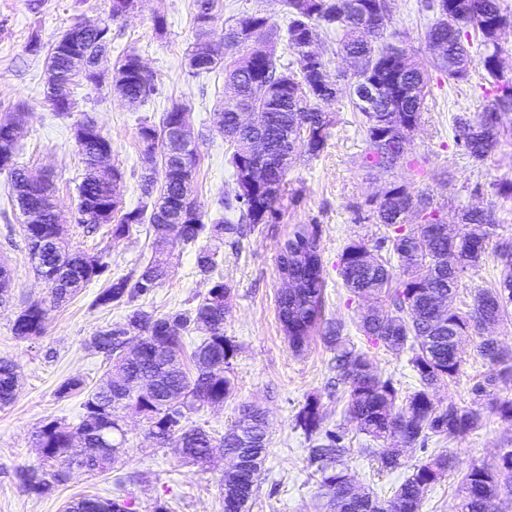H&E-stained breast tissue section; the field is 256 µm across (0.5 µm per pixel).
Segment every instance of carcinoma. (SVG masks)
Here are the masks:
<instances>
[{"instance_id":"obj_1","label":"carcinoma","mask_w":512,"mask_h":512,"mask_svg":"<svg viewBox=\"0 0 512 512\" xmlns=\"http://www.w3.org/2000/svg\"><path fill=\"white\" fill-rule=\"evenodd\" d=\"M216 2H193L195 43L189 54V69L191 75L199 76L224 68L228 91L224 92L219 109L224 124L218 132L232 146L229 164L238 188L218 200L220 215L213 219L182 207L185 201L193 200L198 151L185 156L180 144L168 138L171 125L188 120L186 107L175 104L163 113L160 125L140 124L138 137L144 153H160L161 171L142 172L141 201L134 208L124 209L113 195L114 184L123 179V172L116 165H101L102 156L112 154V141L92 117L84 115L74 127L85 164V174L78 185L80 218L76 224L92 235L106 226L113 240L126 236L134 225L148 224L157 236L154 255L148 262L113 278L106 249L91 254L70 245L61 235L62 218L53 201L52 181L44 178L38 196L28 197L24 190L26 168L18 162L17 142L0 143V169L6 168L10 178L11 203L22 211L34 208L40 213V217L23 226L27 250L43 246V262L67 272L57 280L47 274V267L32 262L35 273L47 275L48 297L27 304L16 315L12 327L15 337L30 340L42 336L51 311L101 280L104 287L92 302L96 307L130 305L152 293L167 275L163 236L166 225L179 227L178 239L184 243H201L197 268L201 273H210L217 266L224 237L240 234L243 224L280 220L282 201L288 194V167L277 164L265 169V184L252 193H241L239 185L244 173L257 161L241 154L234 112L246 106L259 113L265 118L263 136L289 156L299 146L312 156L322 152L334 123L322 105L334 101L338 89L337 84L330 83L324 53H318L315 62L310 59L314 32L319 27L336 33V45L356 71L350 95L365 131L361 166L386 171L418 170V161L408 157V144L420 121L429 71L405 50L377 44L385 27L383 19L388 15L387 0H283L284 31H278L265 13L242 14L225 26L224 47L220 50L207 44ZM356 4L382 19L377 32L361 31ZM427 8L433 14L427 41L432 47L441 42L447 44V49L434 54L431 67L447 75L448 81L466 80L470 48L475 45L479 50L489 81L484 88L489 103L471 118H457L454 142L474 161L482 163L497 146L499 114L512 110V81L503 80L499 43L502 30L512 28V12L502 8L501 0H428ZM114 19L111 12L99 28L82 31L73 27L51 45L48 98H57L51 103L57 116H69L76 105L72 94L61 97L62 89L79 81L94 86L104 81L105 75L97 73L98 60L112 47ZM288 50L292 53L290 59L286 57ZM111 83L134 109L157 93L153 76L141 72L134 56L116 60ZM369 86L382 90L373 112L362 103V91ZM424 211L429 212L424 223L414 230L405 228L413 213ZM436 215L429 197L415 198L406 184L389 183L378 199L370 201L373 223L392 230L377 242L375 250L385 249L397 257L405 278L395 276L389 263L362 241L345 246L338 266V275L352 296L383 298L381 308H372L358 317L357 329L368 342L389 352L411 351L420 389L401 396L392 379L377 376L371 356L343 336L340 326L329 324L324 331V341L335 351L336 379L346 387V413L356 420L362 434L392 441L386 448L371 449L383 468L401 466L403 448L412 447L421 439L462 435L481 426L482 407L450 403L440 408L432 394L441 383L458 374L462 337L484 329L486 322L496 324L507 319L508 306L512 304L510 239L496 244V258L501 264L497 283L478 290L472 307L465 313L452 308L442 310L439 299L456 295L463 274L483 260L493 225L484 211L467 209L457 232L450 236L448 225L434 221ZM318 242V225L296 226L278 263L279 271H288V277L298 283L296 288L282 290L278 298L279 320L295 353L304 350L322 319L325 280ZM229 295L230 288L217 279L191 308L158 316L134 307L124 320L92 336L90 345L104 360L102 382L89 387L84 379L71 377L59 386L61 396L74 391L84 393V415L75 426L52 420L39 428L36 444L40 461L20 472L26 491L50 497L75 469L91 476L112 471L127 441L121 421L125 412L132 410L146 420L149 435L162 438L165 447L178 449L188 462L206 464L209 449L216 447L237 459L235 472L224 476L220 505L222 512H250L268 453L264 412L253 405L241 406L236 420L218 437L192 420L204 407L224 403L232 392L226 368L235 346L224 336ZM127 322L137 324L143 336V354L136 361L122 355L121 333ZM168 330L172 331L170 358L158 359L150 353V340ZM187 331L204 334L188 356L183 346V333ZM477 354L491 367V373L477 382L472 392L489 398L491 410L512 425V399L497 401L488 391L502 381H512V356L505 354L491 337L481 340ZM188 358L194 364L193 373L186 368ZM146 377L152 379L153 389L140 394L137 386ZM17 389L15 364L0 360V406L11 404ZM323 420L315 397L307 399L296 415V426L312 444L308 463L320 476L330 512H419L427 487L450 467L448 454H434L412 465V473L391 490L388 498L382 499L371 486L340 480L346 472L343 459L350 449L344 443V434L323 429ZM502 479H512V451L502 455L501 464L495 469L474 464L467 470L456 489V512H493ZM134 506L128 496L108 499L93 494L72 498L66 503V510L134 512Z\"/></svg>"}]
</instances>
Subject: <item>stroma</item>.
Segmentation results:
<instances>
[{"label": "stroma", "mask_w": 512, "mask_h": 512, "mask_svg": "<svg viewBox=\"0 0 512 512\" xmlns=\"http://www.w3.org/2000/svg\"><path fill=\"white\" fill-rule=\"evenodd\" d=\"M421 4L422 0H390V19L380 40L403 46L415 61L425 64L430 59L425 31L432 15ZM255 10L270 15L275 25L284 23L281 0H219L210 41L223 42L226 23ZM108 12L109 0H41L36 11L31 10L30 0H0V120L19 108L25 112L18 142L20 162L33 172L50 176L60 212L70 214L77 204L76 187L84 169L72 127L83 115L93 116L112 141L113 163L124 173L117 193L125 207L136 206L141 197L139 176L149 164L138 142V128L145 121L159 123L163 112L182 104L189 112L199 150L194 200L202 214L213 216L217 199L233 191L235 182L224 164L227 144L213 123V111L224 96V75L216 72L199 79L189 73L188 54L195 39L193 0H137L129 15L111 20L116 39L101 67L108 71L118 56H138L158 85L157 95L144 105L127 108L107 82L74 87L77 106L65 119L57 118L47 101L46 62L51 43L73 25L99 22L108 18ZM159 12L167 18L161 33L153 25ZM34 39L40 42L35 52L29 49ZM314 46L323 49L330 74L339 79L341 92L328 106L336 122L329 129L324 151L313 157L298 156L288 170V189L299 192L298 201L284 200L278 223L248 225L237 244L223 248L213 277L221 278L231 290L224 334L236 346L227 369L234 390L223 405L204 409L195 420L220 432L235 419L240 405H255L267 413L268 456L252 512H327L307 463L310 443L295 425L297 412L310 397L319 400L326 427L344 432L351 450L346 468L358 484L391 489L406 479L412 464L434 453H452L454 467L425 490L419 512H455V489L462 473L475 463L496 467L502 455L512 450V426L489 413L477 431L429 438L425 449L406 452L402 466L378 470L376 461L366 453L373 440L357 431L345 412L343 388L331 382L328 364L333 353L321 332H314L301 353L289 347L277 315L282 288L277 260L295 225H319L326 279L324 318L342 324L345 336L355 346H363L356 323L366 303L351 298L337 267L349 242L371 246L388 234L384 225L369 220L368 200L377 198L388 183L403 181L412 195L429 196L446 224H458L462 210L477 207L490 212L498 235L512 237V196L496 192L499 181L512 179V111L501 114V136L495 151L485 162H473L455 146L454 136L457 117L474 115L487 103L482 66L472 61L468 79L453 84L438 71H431L424 111L409 146L411 154L424 164L425 174L369 170L360 165L365 132L347 93L354 69L337 54L335 36L318 33ZM7 191V177L0 174V263L12 274L10 300L0 305V360L12 361L20 379L14 402L0 407V512H62L66 502L79 494L110 498L116 480L129 473L138 477L132 487L136 512H152L159 498L170 501L173 512H222L219 492L228 467L223 454H216L204 467L188 463L176 449L156 447L144 420L133 413L123 421L126 449L109 474L91 477L73 471L59 493L51 497L25 491L19 472L39 461L35 445L38 428L52 420L75 425L82 419V394L59 396L60 384L77 376L90 386L99 382L103 362L89 348V338L123 321L127 310L95 307L99 287L93 284L51 312L43 336L15 338L12 325L18 311L28 302L46 298L47 290L32 270L21 229L23 217L10 205ZM64 235L74 246L107 249L115 277L147 261L154 238L142 225L115 242L102 232L85 235L71 223L65 224ZM167 259L168 275L162 285L138 300L145 310L160 316L194 306L211 279L196 268L195 246L173 241ZM500 269L494 253H487L479 267L462 278L453 308H469L477 290L490 287ZM480 340L474 332L466 336L461 373L436 389V405L472 402L474 383L489 372L476 351ZM370 355L381 378L392 379L407 394L416 389L417 376L408 352L392 354L377 347Z\"/></svg>", "instance_id": "35a3bbf8"}]
</instances>
